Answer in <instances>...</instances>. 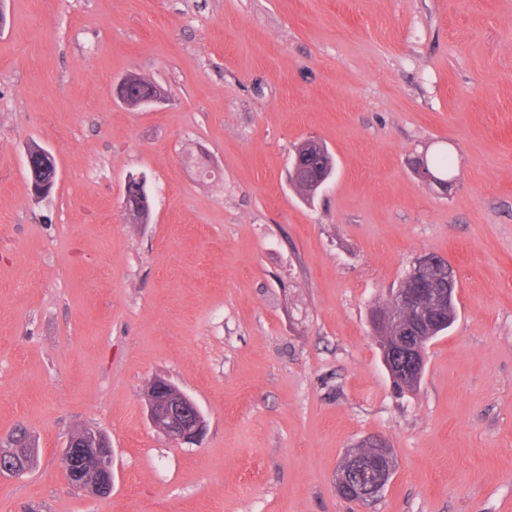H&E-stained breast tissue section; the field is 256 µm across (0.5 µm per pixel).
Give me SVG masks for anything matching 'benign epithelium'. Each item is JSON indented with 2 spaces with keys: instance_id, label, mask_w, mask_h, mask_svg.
<instances>
[{
  "instance_id": "benign-epithelium-1",
  "label": "benign epithelium",
  "mask_w": 512,
  "mask_h": 512,
  "mask_svg": "<svg viewBox=\"0 0 512 512\" xmlns=\"http://www.w3.org/2000/svg\"><path fill=\"white\" fill-rule=\"evenodd\" d=\"M113 99L131 108H149L164 99L163 91L154 83L144 85L134 76H125L113 83ZM318 161L315 181L308 184L312 195L331 176L332 166L327 164L326 149L313 138L304 140L296 151L292 163V181H301L305 164ZM30 173V191L44 197L53 189L57 168L54 156L46 149H29L25 157ZM415 174L424 182L434 185L441 193H448L454 179L432 170L426 160L414 165ZM125 188L133 189L141 200L136 204L130 196L123 198L121 215L127 224L145 223L143 202L148 200L145 181L131 178ZM457 287L453 268L447 277L437 283L419 282L410 288H399L392 294L388 306L370 313V326L376 332L392 327L398 333L392 340L380 344L383 363L393 384L409 390L421 380L429 335L448 325V304ZM147 417L154 428L177 444H195L205 431V418L198 405L167 379L154 378L147 390ZM366 448L376 449L378 456L370 461L359 459L356 449L347 450L337 471V488L353 501L376 498L387 487L396 468L390 442L381 436H370L359 442ZM37 454L29 433H23L22 443L10 437L0 443V475L20 476L31 465ZM68 462L65 480L68 487L90 497H102L112 492V444L100 431L86 429L79 435H70L62 450Z\"/></svg>"
}]
</instances>
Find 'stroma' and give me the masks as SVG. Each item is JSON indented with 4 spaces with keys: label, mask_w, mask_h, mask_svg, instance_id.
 I'll list each match as a JSON object with an SVG mask.
<instances>
[{
    "label": "stroma",
    "mask_w": 512,
    "mask_h": 512,
    "mask_svg": "<svg viewBox=\"0 0 512 512\" xmlns=\"http://www.w3.org/2000/svg\"><path fill=\"white\" fill-rule=\"evenodd\" d=\"M0 438L37 463L0 512H512V0H0ZM166 93L145 110L112 83ZM335 169L290 180L307 137ZM58 177L34 199L31 143ZM454 158L453 190L413 172ZM151 200L126 224L128 178ZM422 253L457 317L396 392L368 323ZM169 379L200 443L147 420ZM79 427L112 492L68 488ZM369 435L375 500L336 470ZM355 447L362 448L364 454L368 453L366 448H375L378 456L362 461L355 448L348 449L337 471V491L343 490L346 496H340L353 501L375 499L387 487L396 468L392 445L381 436H370Z\"/></svg>",
    "instance_id": "stroma-1"
}]
</instances>
